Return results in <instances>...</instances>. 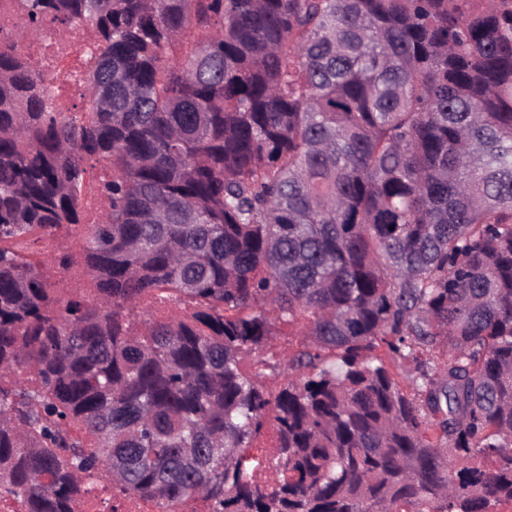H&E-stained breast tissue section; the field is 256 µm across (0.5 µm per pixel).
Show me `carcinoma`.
Listing matches in <instances>:
<instances>
[{
  "label": "carcinoma",
  "mask_w": 512,
  "mask_h": 512,
  "mask_svg": "<svg viewBox=\"0 0 512 512\" xmlns=\"http://www.w3.org/2000/svg\"><path fill=\"white\" fill-rule=\"evenodd\" d=\"M20 2L27 37L86 24L97 48L58 112L0 47V496L72 512L104 467L167 512L512 501L505 0ZM62 233L91 305L35 255ZM147 299L192 310L138 330ZM300 317L271 391L245 355ZM270 415L260 484L246 448Z\"/></svg>",
  "instance_id": "cac0c4a2"
}]
</instances>
